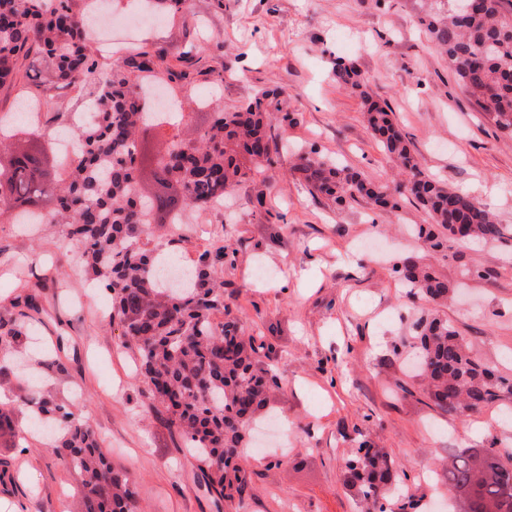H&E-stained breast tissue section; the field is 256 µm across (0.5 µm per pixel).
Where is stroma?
Returning <instances> with one entry per match:
<instances>
[{
  "mask_svg": "<svg viewBox=\"0 0 512 512\" xmlns=\"http://www.w3.org/2000/svg\"><path fill=\"white\" fill-rule=\"evenodd\" d=\"M112 8L134 28L116 38L117 58L143 45L172 54L201 46L188 63L190 81L172 88L189 116L181 136H198L209 124L207 101L232 111L264 87L285 88L284 109L301 115L295 127L274 121L278 164L225 197L223 215L189 209L183 223L151 225L144 240L186 265L223 248L214 284L277 379L264 412L279 427L243 457L246 512H360L342 472L364 440L407 474L410 493L431 512H462L448 496L441 463L459 448L512 453V425L502 422L512 395L465 419L446 414L408 372L406 346L415 322L436 315L481 364L512 378V244L418 250L409 229L427 217L414 202L393 214L363 202H318L291 174L290 154L314 146L369 180H396L358 94L334 79L339 59L354 64L373 98L391 107L423 175L468 190L502 224H512V135L455 82L413 0H382L377 9L370 0H191L176 17L145 11L136 0H112ZM26 92L40 95L49 116L89 105L70 89L28 78L0 88V116L12 115ZM260 191L264 215L253 207ZM414 252L448 280L446 303L408 300L393 268ZM465 265L487 277L460 292ZM92 281L62 225L0 221V324L22 325L27 335L21 346H0V393L17 421H28L14 370L24 358L39 368L42 391L66 397L113 467L131 475L142 512H236L231 503L215 509L197 460L150 407L136 375L137 349ZM20 296L32 297L35 309L15 307ZM60 334L63 373L51 365ZM82 501L80 478L43 435L0 436V512H82Z\"/></svg>",
  "mask_w": 512,
  "mask_h": 512,
  "instance_id": "obj_1",
  "label": "stroma"
}]
</instances>
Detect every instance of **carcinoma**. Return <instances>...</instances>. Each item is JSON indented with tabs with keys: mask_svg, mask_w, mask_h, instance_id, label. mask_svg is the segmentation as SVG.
I'll return each instance as SVG.
<instances>
[{
	"mask_svg": "<svg viewBox=\"0 0 512 512\" xmlns=\"http://www.w3.org/2000/svg\"><path fill=\"white\" fill-rule=\"evenodd\" d=\"M460 17L454 0H432L419 17L429 38L448 59L450 72L475 104L503 131L512 132V0H474ZM184 51L169 59L165 50L144 47L116 66L100 65L88 43L85 15L73 0H0V87L14 81L19 66L56 87L79 84L90 91L96 112L72 141L65 171L51 163L37 137L19 149L10 166L0 167V217L14 224L46 214L35 202L55 200V216L67 224L70 240L82 248L88 269L112 296L124 335L136 344L140 375L167 414L172 431L207 472L206 491L215 506L243 502L247 485L237 464L248 447L247 429L265 406L274 376L259 364V348L243 336L224 295L211 285L223 252L203 253L189 269L186 287L171 288L167 254L141 246L156 195L138 190L134 167L139 134L154 126L140 74L156 72L169 81L186 78L178 64ZM336 82L360 91L368 128L380 147L405 173L390 187L376 184L312 148L297 157L299 175L316 198L338 206L359 200L380 211H397L412 197L430 223L412 228L427 249L449 250L478 240L512 241V226L474 197L422 175L409 139L392 109L364 89L356 67L336 61ZM285 90L264 88L233 112L217 107L208 129L194 140L166 139L161 164L152 166L164 183L185 190L182 204L207 210L224 193L249 179L246 156L260 169L273 163L271 124L282 111ZM402 286L435 304L448 298V281L414 257L395 267ZM223 311L224 321L213 315ZM415 357L426 379L425 396L440 410L468 417L512 394V381L495 376L471 355L466 342L446 319L415 324ZM34 407L29 424L54 429L53 451L76 471L84 488L85 512H139L128 472L114 468L92 429L69 404L44 393L22 396ZM448 491L467 503L465 512H512V454L493 448L455 451L446 467ZM344 483L354 489L365 512H418L419 500L395 493L398 468L382 450L361 442L345 466Z\"/></svg>",
	"mask_w": 512,
	"mask_h": 512,
	"instance_id": "cac0c4a2",
	"label": "carcinoma"
}]
</instances>
